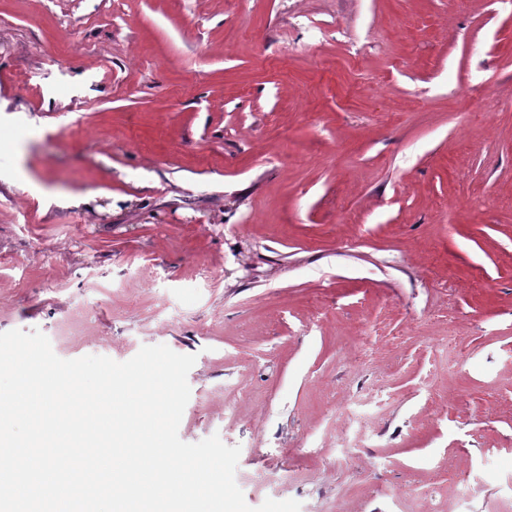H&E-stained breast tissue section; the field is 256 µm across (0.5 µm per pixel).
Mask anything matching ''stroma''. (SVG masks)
I'll list each match as a JSON object with an SVG mask.
<instances>
[{
	"instance_id": "obj_1",
	"label": "stroma",
	"mask_w": 512,
	"mask_h": 512,
	"mask_svg": "<svg viewBox=\"0 0 512 512\" xmlns=\"http://www.w3.org/2000/svg\"><path fill=\"white\" fill-rule=\"evenodd\" d=\"M14 329L66 360L195 355L179 436L240 446L250 506L493 512L512 474V12L0 0ZM354 397L374 404L343 467Z\"/></svg>"
}]
</instances>
